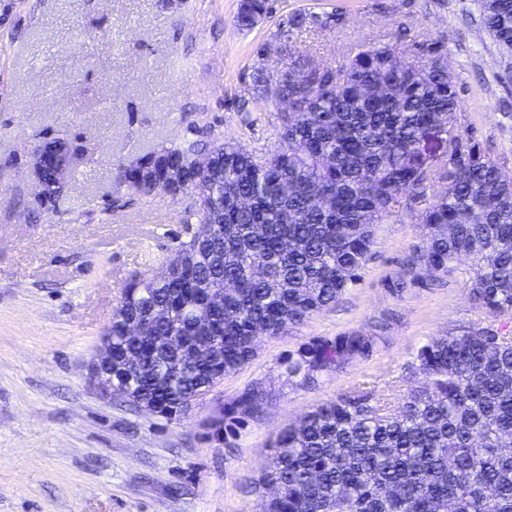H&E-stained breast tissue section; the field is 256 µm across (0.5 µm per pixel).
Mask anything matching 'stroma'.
I'll list each match as a JSON object with an SVG mask.
<instances>
[{"instance_id":"35a3bbf8","label":"stroma","mask_w":512,"mask_h":512,"mask_svg":"<svg viewBox=\"0 0 512 512\" xmlns=\"http://www.w3.org/2000/svg\"><path fill=\"white\" fill-rule=\"evenodd\" d=\"M0 0V512H260L270 443L355 388L399 406L413 352L469 328L512 336L469 292L471 260L417 277L418 203L378 225L369 261L338 302L287 333L168 420L102 397L88 365L132 275L158 274L188 230L184 202L119 196L114 168L208 133L269 151L278 107L245 113L262 44L294 14V44L329 64L376 38L445 37L460 108L512 170V54L476 23V0H270L249 31L239 0ZM46 134L90 151L58 211L36 210L27 154ZM373 335L370 352L310 379L288 361L313 344ZM258 411L242 413L249 394Z\"/></svg>"}]
</instances>
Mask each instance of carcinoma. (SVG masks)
Returning <instances> with one entry per match:
<instances>
[{"mask_svg": "<svg viewBox=\"0 0 512 512\" xmlns=\"http://www.w3.org/2000/svg\"><path fill=\"white\" fill-rule=\"evenodd\" d=\"M270 13L269 0H240L234 23L248 30ZM478 13L512 51V0H478ZM301 25L293 17L276 35L288 43V69L260 52L252 74V104L290 101L275 149L193 139L143 156L150 178L115 168L117 190L147 199L168 167L212 155L211 175L191 180L183 218L213 216L211 239L181 242L170 278L129 281L107 329L112 357L129 363L113 389L154 415L178 416L249 363L259 336L336 303L370 256L375 226L407 197L426 201L410 267L450 275L469 258L474 302L492 315L512 312V173L462 124L445 42H365L321 74V62L293 45ZM432 130L442 134L434 154ZM209 288L224 294V307L198 329L193 307ZM159 308L164 321L153 318ZM131 316L152 336L208 342L212 354L177 370L165 346L130 343ZM372 343L365 334L317 343L288 374L306 378ZM411 368L418 380L396 410L353 390L283 430L262 478V512H512V336L450 333L419 347Z\"/></svg>", "mask_w": 512, "mask_h": 512, "instance_id": "obj_1", "label": "carcinoma"}]
</instances>
